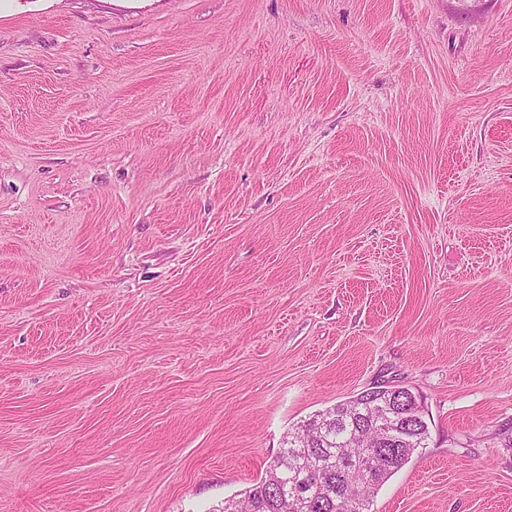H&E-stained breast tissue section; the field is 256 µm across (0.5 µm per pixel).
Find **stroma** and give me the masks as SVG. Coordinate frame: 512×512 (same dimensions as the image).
I'll list each match as a JSON object with an SVG mask.
<instances>
[{"label": "stroma", "instance_id": "stroma-1", "mask_svg": "<svg viewBox=\"0 0 512 512\" xmlns=\"http://www.w3.org/2000/svg\"><path fill=\"white\" fill-rule=\"evenodd\" d=\"M379 383L371 512H512V0H0V512H222Z\"/></svg>", "mask_w": 512, "mask_h": 512}]
</instances>
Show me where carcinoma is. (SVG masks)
<instances>
[{"mask_svg":"<svg viewBox=\"0 0 512 512\" xmlns=\"http://www.w3.org/2000/svg\"><path fill=\"white\" fill-rule=\"evenodd\" d=\"M380 402L367 389L313 414L285 436L263 477L224 499L226 512H368L380 487L427 448L429 427L422 405L411 409L400 431L399 452L376 461L370 477L353 468L345 448H366L367 425L381 418Z\"/></svg>","mask_w":512,"mask_h":512,"instance_id":"cac0c4a2","label":"carcinoma"}]
</instances>
